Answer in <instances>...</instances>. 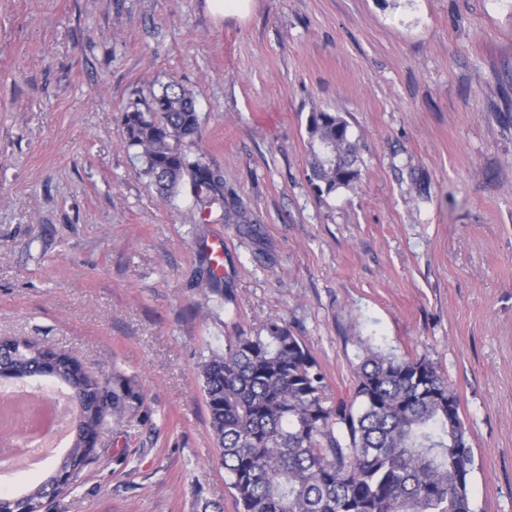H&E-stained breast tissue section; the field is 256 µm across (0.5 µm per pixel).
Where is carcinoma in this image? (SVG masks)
Wrapping results in <instances>:
<instances>
[{"label":"carcinoma","mask_w":512,"mask_h":512,"mask_svg":"<svg viewBox=\"0 0 512 512\" xmlns=\"http://www.w3.org/2000/svg\"><path fill=\"white\" fill-rule=\"evenodd\" d=\"M193 95L167 84L144 111L124 114L125 140L167 201L186 173L210 189L218 178L188 159L199 135ZM310 182L321 194L352 188L360 170L345 165L357 148L345 118L323 109L307 117ZM8 379L50 377L78 406L71 447L45 479L19 496L0 493V512H40L98 454L105 419L139 408L144 393L115 375L107 388L72 353L24 337L0 336ZM348 398L328 403L320 366L288 325L269 318L241 329L201 366L209 423L238 512H473V452L453 387L425 360L370 351L356 366Z\"/></svg>","instance_id":"carcinoma-1"}]
</instances>
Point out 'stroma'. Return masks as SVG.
<instances>
[{"instance_id":"obj_1","label":"stroma","mask_w":512,"mask_h":512,"mask_svg":"<svg viewBox=\"0 0 512 512\" xmlns=\"http://www.w3.org/2000/svg\"><path fill=\"white\" fill-rule=\"evenodd\" d=\"M172 81L200 118L186 153L221 177L206 209L189 174L160 201L124 142ZM315 107L350 125L355 188L309 181ZM271 317L332 400L366 350L431 362L475 512H512V0H0V336L145 394L46 512H237L199 370Z\"/></svg>"}]
</instances>
